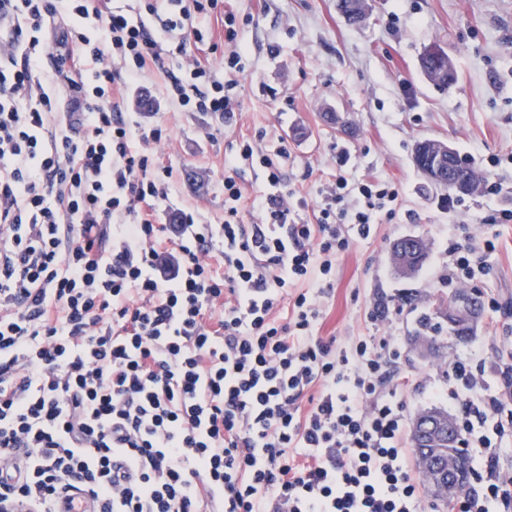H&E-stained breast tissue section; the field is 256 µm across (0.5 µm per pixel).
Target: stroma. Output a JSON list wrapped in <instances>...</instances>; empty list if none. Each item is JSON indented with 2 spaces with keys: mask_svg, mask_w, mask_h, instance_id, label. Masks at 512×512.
<instances>
[{
  "mask_svg": "<svg viewBox=\"0 0 512 512\" xmlns=\"http://www.w3.org/2000/svg\"><path fill=\"white\" fill-rule=\"evenodd\" d=\"M366 6V23L355 26L336 0H224L235 15L234 43H225L215 16H200L196 25L213 34L220 51L241 50L232 125L179 109L154 67L127 107L142 123L169 128V141L154 147L160 163L193 170L204 182L198 190L179 179L164 208L188 209L208 224L224 221V159L244 137L268 154L287 151L283 188L303 198L299 214L307 219L336 179L339 153L349 157L348 177L395 184V217L380 219L371 239L338 259L318 333L340 344L351 336L398 337L404 358L396 380L408 418L431 407L456 416V400L433 396L450 386L447 362L468 357L475 345L486 372L512 360L503 349L512 340V222L479 221L492 210L512 209V165L505 162L512 156V0H366ZM432 45L443 47L455 66L451 87L431 84L420 71V56ZM330 112L338 122L327 120ZM426 139L451 144L484 173L487 157L503 159L502 192L465 196L469 217L453 233L462 242L484 236L495 243L471 282L484 304L475 332L467 343L440 332L428 351L417 343L423 330L416 319L444 321L438 301L451 293L440 278L448 271L453 222L441 206L446 192L427 188L413 161L415 144ZM405 235L422 237L428 250L410 278L400 277L392 261L391 246ZM377 295L394 310L391 325L378 328L366 318Z\"/></svg>",
  "mask_w": 512,
  "mask_h": 512,
  "instance_id": "1",
  "label": "stroma"
}]
</instances>
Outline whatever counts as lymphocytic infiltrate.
I'll list each match as a JSON object with an SVG mask.
<instances>
[{
  "instance_id": "1",
  "label": "lymphocytic infiltrate",
  "mask_w": 512,
  "mask_h": 512,
  "mask_svg": "<svg viewBox=\"0 0 512 512\" xmlns=\"http://www.w3.org/2000/svg\"><path fill=\"white\" fill-rule=\"evenodd\" d=\"M0 0V503L67 512H425L388 382L392 336H318L337 259L395 217L399 191L349 178L345 155L314 221L281 191L280 156L242 140L224 162V221H157L168 136L127 112L148 64L171 99L231 122L237 101L195 28L220 0ZM94 19L96 36L84 23ZM91 75H84V68ZM257 166L270 193L247 200ZM254 210L260 223H243ZM450 241L442 282L481 264ZM481 489L460 512H512L498 451L512 439V363L496 383L450 364Z\"/></svg>"
}]
</instances>
